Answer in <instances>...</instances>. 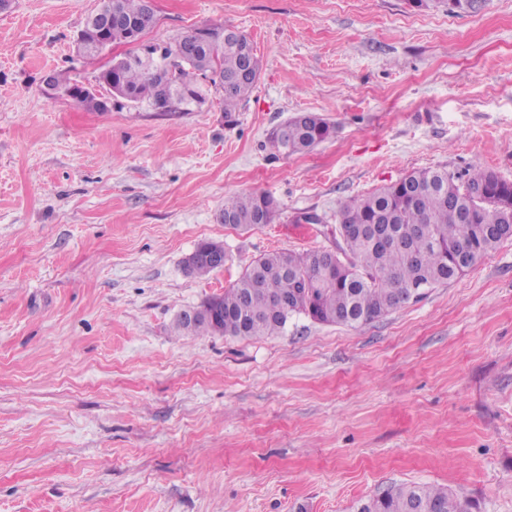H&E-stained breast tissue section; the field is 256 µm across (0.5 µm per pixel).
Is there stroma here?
Instances as JSON below:
<instances>
[{"mask_svg": "<svg viewBox=\"0 0 512 512\" xmlns=\"http://www.w3.org/2000/svg\"><path fill=\"white\" fill-rule=\"evenodd\" d=\"M99 7L0 11V512H354L402 483L512 512V241L358 328L176 330L263 254L335 247L350 198L437 166L512 181V0H157L146 41L251 39L262 71L229 118L212 85L169 113L47 94L139 52L78 53ZM300 112L333 135L272 156ZM242 193L273 223L225 226ZM203 240L226 260L200 277ZM44 83L46 84L47 88L49 90L54 91L53 87L57 92L62 94L63 96H67L74 100L77 104L84 107L87 110L95 111V112H108L109 109L105 107L102 97L103 94H97L94 92H87L81 96H78L76 94H73L72 91L78 89L77 84H70L64 80H60L56 77H52V80L50 76H48ZM53 84V86H52ZM277 205L266 194H241L224 200L220 219L233 229H250L274 221Z\"/></svg>", "mask_w": 512, "mask_h": 512, "instance_id": "35a3bbf8", "label": "stroma"}]
</instances>
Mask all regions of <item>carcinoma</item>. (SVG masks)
I'll return each mask as SVG.
<instances>
[{
    "mask_svg": "<svg viewBox=\"0 0 512 512\" xmlns=\"http://www.w3.org/2000/svg\"><path fill=\"white\" fill-rule=\"evenodd\" d=\"M117 6L120 24L102 30L109 44L137 43L149 27L144 24V0H101L98 18ZM155 59L181 56L184 62L169 79L179 81V108L188 109L204 100L197 77L211 80L223 91L224 112L236 111L253 90L262 68L250 38L243 32L224 36L219 25L197 27L174 43L148 44L141 52L115 58L95 77L98 87L116 90L129 102H145L169 112L162 77L157 67H147L139 57ZM53 87L87 110L106 112L101 95L74 94L78 85L56 77ZM333 133L321 115L310 112L304 120L291 117L269 136L275 155L304 154ZM512 201V182L482 168L452 173L444 167L405 175L398 181L361 197L349 199L341 208L339 235L346 240V266L332 270L321 265V249L274 251L250 263L224 293L205 303L218 310L216 321L206 317L178 318L177 330L184 336L219 331L228 336H272L282 332L288 320L304 316L321 324L356 328L403 305L402 294L421 283L431 288L459 277L455 255L469 251L475 259L496 250L506 239L487 231L501 224L502 207ZM277 205L266 194H241L224 200L220 219L233 229H250L274 221ZM360 224L388 228L403 246H380L362 238ZM427 228L426 235L419 232ZM296 298L293 307L280 308L283 296ZM433 512H470V502L445 488L399 484L361 503L362 512H410L415 505Z\"/></svg>",
    "mask_w": 512,
    "mask_h": 512,
    "instance_id": "1",
    "label": "carcinoma"
}]
</instances>
